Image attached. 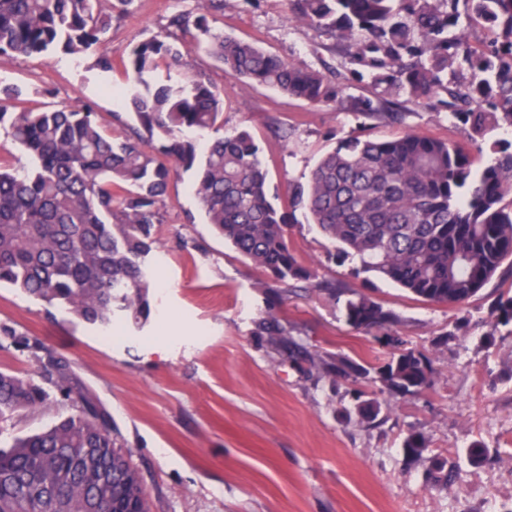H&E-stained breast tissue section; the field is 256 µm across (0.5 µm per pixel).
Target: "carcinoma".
I'll list each match as a JSON object with an SVG mask.
<instances>
[{
    "label": "carcinoma",
    "instance_id": "carcinoma-1",
    "mask_svg": "<svg viewBox=\"0 0 512 512\" xmlns=\"http://www.w3.org/2000/svg\"><path fill=\"white\" fill-rule=\"evenodd\" d=\"M94 3L0 0V55L94 52L93 67L112 71V56L96 52L112 15L94 11ZM202 3L204 12L171 20L181 34L141 41L123 62L131 93L116 97L140 130L120 141L86 103L8 111L23 90L0 80V125L9 123L14 148L29 161L13 164L10 151L0 162V284L104 336L120 320L142 332L151 315L149 256L160 209L181 170L197 172L192 190L214 231L280 283L305 282L336 298V288L317 281L290 241L298 210L309 213L339 255L358 257L364 272L431 303L462 311L495 277L512 274V141L482 144L487 133L512 127V0H288V21L328 32L349 80L374 89L370 96L350 94L316 69L212 29L208 12L224 10V0ZM474 25L484 30L475 44L468 32ZM202 43L231 78L312 104L344 105L394 122L411 106L447 111L468 127L469 144L414 131L342 140L307 182L291 186L285 211L271 201L251 133H222L221 93L205 74L182 71L185 55ZM193 131L217 136L202 153ZM488 315L484 339L491 344L499 328L512 326V295L499 298ZM345 316L365 334L395 322L364 294L346 300ZM0 335L30 351L42 370L40 383L0 370V434L22 412L70 410L0 446V512H149L140 472L124 452L127 441L78 380L74 361L7 325ZM256 335L307 374L350 382L352 404L343 415L362 427L377 424L382 413L367 383L405 398L421 394L434 373L422 351L395 336L387 361L371 369L312 352L271 309ZM428 449V437L414 431L402 443L409 464ZM109 457L112 496L100 503L94 475ZM491 458L482 442L466 451L471 466ZM428 462L432 486L455 482L458 466L448 457L434 454Z\"/></svg>",
    "mask_w": 512,
    "mask_h": 512
}]
</instances>
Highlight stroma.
Returning a JSON list of instances; mask_svg holds the SVG:
<instances>
[{
	"mask_svg": "<svg viewBox=\"0 0 512 512\" xmlns=\"http://www.w3.org/2000/svg\"><path fill=\"white\" fill-rule=\"evenodd\" d=\"M111 14L103 49L113 59L164 31L172 16L198 12L199 0H98ZM286 0H224L216 27L257 42L288 61L347 73L332 36L287 21ZM224 96V130L249 129L268 169L276 205L291 184L306 182L325 152L349 137L388 138L415 131L466 142L467 132L444 112L411 108L403 123L368 120L341 106H317L274 89L230 78L205 50L185 58ZM0 74L31 101L90 103L101 124L113 123L111 89L126 76L103 73L91 57L0 55ZM193 172L171 179L163 222L151 253L156 306L141 335L116 326L111 341L64 310H48L9 285L0 286V325L68 355L81 381L111 412L140 469L152 512H512V332L486 345L493 300L512 279L493 280L468 307L423 301L361 272L357 257H338L317 226L295 225L291 241L320 280L363 293L391 311L388 331L365 334L345 321L341 301L302 283L282 285L217 235L190 190ZM287 321L310 349L362 364L388 358V335L425 353L431 387L416 397L381 394L383 422L363 428L342 418L347 382L314 380L282 363L255 328L266 308ZM455 333L447 345L436 337ZM412 431L433 451L454 459L474 442L497 450L494 464L463 467L454 486L428 488L425 467L405 468L402 442Z\"/></svg>",
	"mask_w": 512,
	"mask_h": 512,
	"instance_id": "stroma-1",
	"label": "stroma"
}]
</instances>
